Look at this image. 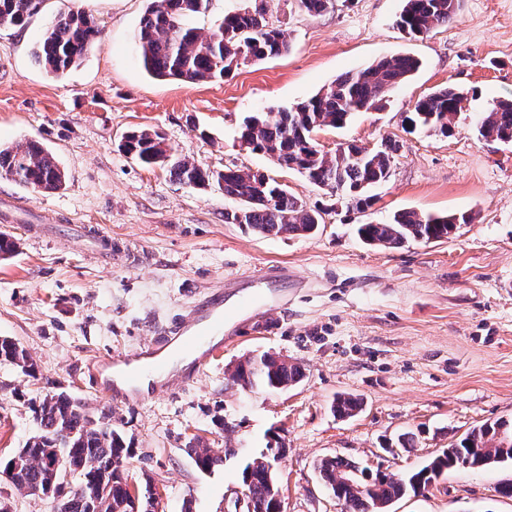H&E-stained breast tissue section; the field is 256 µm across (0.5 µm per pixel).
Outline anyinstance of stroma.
Listing matches in <instances>:
<instances>
[{
  "instance_id": "obj_1",
  "label": "stroma",
  "mask_w": 512,
  "mask_h": 512,
  "mask_svg": "<svg viewBox=\"0 0 512 512\" xmlns=\"http://www.w3.org/2000/svg\"><path fill=\"white\" fill-rule=\"evenodd\" d=\"M147 6L41 0L26 26L0 25V145L39 141L66 173L55 192L0 175V200L22 204L12 223H0L17 243L0 259V336L22 345L40 374L35 381L0 364V457L35 434L30 404L47 392L67 390L91 412L102 406L89 372L94 357L138 350L208 292L272 266L288 270V302L274 314L272 335L242 337L176 394L149 389L140 402L114 408L134 450L128 480L155 486V512L188 504L225 512L240 496L238 458L201 473L186 452L194 438L257 455L270 435L280 436L288 452L276 476L286 512H340L319 459L338 455L402 474L474 427L512 418V145L476 133L490 104L512 99V0H460L452 23L415 39L395 24L403 0H331L318 16L296 0H210L190 25L207 30L225 14L261 7L290 48L200 84L145 72L133 35ZM77 9L93 14L101 35L56 78L32 52L55 16ZM398 53L422 65L383 110L315 135L331 152L346 141H398L391 176L366 214L240 147L245 117L296 106L340 74ZM448 85L468 93L453 135L410 131L411 104ZM134 128L161 132L210 169L264 172L307 206L325 208V222L308 236L279 237L225 223L237 202L222 190L181 185L120 150ZM400 210L475 219L450 238L397 249L357 236V222H384ZM103 237L112 240L106 260L97 254ZM264 351L301 363L303 380L273 394L228 385V367ZM340 394L362 400L356 416L336 414ZM219 416L229 429L215 426ZM405 432L416 434L415 446L395 447ZM511 480V462L452 469L389 512H512V499L498 492Z\"/></svg>"
}]
</instances>
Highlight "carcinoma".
Here are the masks:
<instances>
[{
  "label": "carcinoma",
  "mask_w": 512,
  "mask_h": 512,
  "mask_svg": "<svg viewBox=\"0 0 512 512\" xmlns=\"http://www.w3.org/2000/svg\"><path fill=\"white\" fill-rule=\"evenodd\" d=\"M209 0H149L135 44L147 73L157 79L206 83L227 78L239 66L279 57L289 50L281 29L273 26L262 10L224 16L214 29L203 32L187 24L188 17L208 9ZM459 0H404L396 25L412 37L422 36L439 25L454 21ZM36 9V0H0V24L22 26ZM100 35L92 14L71 11L57 17L47 28L33 59L55 76L79 64ZM421 67L411 55L395 54L373 61L354 72H346L307 101L282 109L268 118L257 114L246 118L239 139L248 148L270 158L279 169L295 171L320 188H328L347 199L360 213L372 205L370 191L390 177L391 162L399 150L397 141L387 140L369 149L349 143L341 151L320 148L313 134L323 129H341L362 111L380 110L387 97L404 85ZM467 94L446 86L419 97L407 117L412 128H423L444 137L453 135L456 115L463 111ZM478 135L487 141L512 144V99L494 102L479 116ZM122 150L140 163L166 171L179 184L205 189L213 184L239 206L224 211V223L243 224L260 236L309 234L324 223L327 211L310 209L304 201L267 175L236 165L222 170L202 167L178 154L156 130L136 129L122 137ZM0 174L45 191L65 185L66 174L55 156L33 141L0 148ZM474 215H423L401 211L388 222H363L359 238L370 246L399 248L411 241L447 239L457 225L470 224ZM0 363H9L32 380L38 370L27 351L17 342L0 337ZM304 377L298 362H284L270 352L239 362L227 383L253 393L284 391ZM362 402L352 395L336 399L341 417L354 416ZM38 430L8 458L0 461L20 492L35 495L48 482L44 460L61 456L64 468L77 477V485L61 493L64 481L52 494H62L63 512H130L128 464L133 449L112 424V409L102 406L87 412L70 393L62 390L44 395L31 405ZM203 473L224 466L234 450H220L199 443L187 449ZM512 460V421L485 423L448 444L418 470L400 475L372 472L341 456L317 463L324 485L341 505L342 512H386L396 500L424 493L448 470L468 464L472 469ZM241 482L252 512H271L277 488L275 472L254 459L245 461Z\"/></svg>",
  "instance_id": "cac0c4a2"
}]
</instances>
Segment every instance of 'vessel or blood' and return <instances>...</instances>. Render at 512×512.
Listing matches in <instances>:
<instances>
[{
    "mask_svg": "<svg viewBox=\"0 0 512 512\" xmlns=\"http://www.w3.org/2000/svg\"><path fill=\"white\" fill-rule=\"evenodd\" d=\"M285 268H265L258 271L254 288L237 295L234 302H227L223 291H216L194 310L190 324L177 327L175 334H163L154 342L130 354H117L104 358L108 367L122 370V383L103 388L108 403L130 402L144 379H152L161 391L175 392L184 387V380L170 377L176 357H192L197 366H205L219 354L220 344L232 340L238 326L244 325L258 334H268L274 329L272 312L280 297L278 281L287 277Z\"/></svg>",
    "mask_w": 512,
    "mask_h": 512,
    "instance_id": "obj_1",
    "label": "vessel or blood"
}]
</instances>
